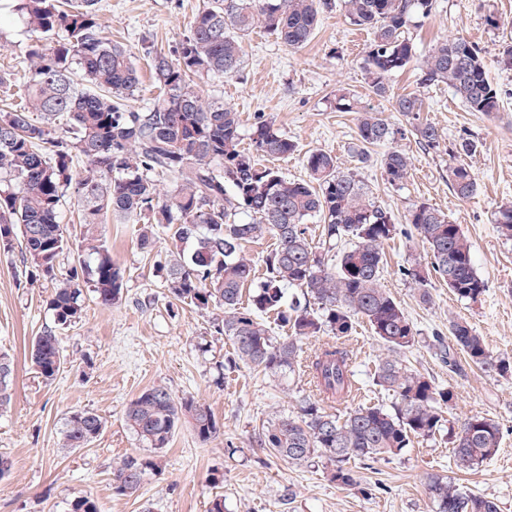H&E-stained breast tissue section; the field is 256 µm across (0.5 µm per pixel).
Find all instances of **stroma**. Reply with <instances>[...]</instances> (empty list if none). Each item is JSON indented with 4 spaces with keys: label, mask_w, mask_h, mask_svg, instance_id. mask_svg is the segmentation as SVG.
Wrapping results in <instances>:
<instances>
[{
    "label": "stroma",
    "mask_w": 512,
    "mask_h": 512,
    "mask_svg": "<svg viewBox=\"0 0 512 512\" xmlns=\"http://www.w3.org/2000/svg\"><path fill=\"white\" fill-rule=\"evenodd\" d=\"M203 0H99L98 19L105 35L132 53L142 79L131 105L141 110L157 94L150 75V53L173 54ZM499 23L489 26L487 15ZM356 26L341 8L323 12L310 41L294 50L265 30L254 29L244 42L240 71L205 84L206 95L232 104L239 114L243 146L261 120L274 121L296 151L284 158L261 157L260 163L284 176H307L304 157L322 149L336 156L340 171L352 173L374 200L403 220L412 204L426 202L461 224L477 273L487 284L481 301L458 300L432 278V303H421L410 278L401 273L412 264L428 266L430 257L416 235H399L383 246L381 284L419 331L417 343L401 356L403 365L452 387L457 399L448 418L461 423L473 415L501 425L498 454L471 471L459 470L447 441L418 440L400 455L355 460L357 482L332 480L330 462L315 457L295 466L258 444L267 421L295 410L306 382L291 384L250 366L231 364L233 345L216 333L214 314L169 305L167 291L155 275L171 248L159 234L151 252L138 246L139 225L109 221L101 232L123 274V296L112 308L86 293L76 323L57 330L66 364L52 382L35 372L28 353L34 336L54 326L46 301L50 282L30 279L20 252L0 253V352L15 360L10 407L0 411V453L10 454L11 474L0 479V512H66L78 494L88 493L100 512H207L215 494H223L226 512H437L428 485L436 478L494 499L500 512H512V376L476 367L449 371L431 348L433 334H447L448 320L462 317L483 336L493 355L512 360V241L495 230L500 206L512 203V68L503 62L512 45V0H436L430 16L414 15L406 35L418 54L444 38L461 37L480 51L489 79L500 93L493 115L471 112L445 85H421L417 67L395 73L390 96L367 89L363 47L352 39ZM33 40L0 0V101H19L28 76L27 50ZM359 96L363 105L400 128L392 146L371 147V160L354 153L357 113L334 107L337 89ZM409 93L422 100L421 116L442 135L439 148L424 146L414 128L394 110V99ZM478 144L467 157L478 178L476 194L458 198L448 186V151L460 137ZM408 154L409 178L390 185L380 165L386 149ZM208 344L201 352L199 344ZM345 344L367 404L391 406L392 395L374 385V364L386 351L366 323H357ZM162 384L175 397L192 396L210 406L221 435L201 443L190 424H182L164 451L162 472L148 475L131 495L112 490V473L129 454L143 447L124 423L127 405L145 388ZM90 409L106 428L79 450L63 445L71 411ZM223 474L211 483L212 472Z\"/></svg>",
    "instance_id": "obj_1"
}]
</instances>
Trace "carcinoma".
Instances as JSON below:
<instances>
[{
  "instance_id": "1",
  "label": "carcinoma",
  "mask_w": 512,
  "mask_h": 512,
  "mask_svg": "<svg viewBox=\"0 0 512 512\" xmlns=\"http://www.w3.org/2000/svg\"><path fill=\"white\" fill-rule=\"evenodd\" d=\"M22 25L37 34L30 45L27 88L21 102L0 111V252H11L21 232L23 263L31 275L52 284L47 300L54 322L65 326L80 318L82 284L92 288L99 304L110 308L122 298L123 276L99 231L103 218L115 214L144 227L139 246L151 251L157 229L168 233L173 250L158 273L174 299L198 311L223 310L217 333L233 343L229 362H242L281 379L305 377L310 393L298 411L282 412L259 434L260 446L293 464L315 456L335 466L332 479L356 483L346 467L352 459L397 456L412 439L448 437L454 462L472 470L496 456L500 424L473 415L459 426L445 413L456 398L411 372L396 359L377 366L374 380L392 393V409L358 407L345 414L333 408L353 400L358 384L344 338L366 323L392 353L418 342V331L401 306L381 287L384 259L381 246L407 230L369 188L352 173L339 171L336 156L325 150L305 157L308 180L292 181L273 168H261L255 155L281 158L295 143L271 122L257 123L251 147L241 146L237 112L222 100L204 95L201 84L236 74L243 59L245 37L263 28L290 48L312 37L322 12L334 0H207L196 14L174 56H151L158 94L144 112L128 107L140 77L131 53L103 35L98 0H10ZM350 23L371 32L363 64L369 90L390 92L392 74L417 59L414 43L405 37L412 16L432 13L433 0H343ZM421 61V83L446 84L471 112L490 115L499 109L500 94L490 82L479 50L454 37L433 48ZM81 71L85 85L74 81ZM339 111L358 112L359 162L370 161L368 147L385 144L398 130L376 112L363 110L344 89L336 90ZM395 111L407 118L425 146H440L441 135L421 121V100L414 94L396 98ZM462 138L448 164V184L461 199L478 188L473 170L458 159L477 151ZM86 161L74 172V160ZM387 181L403 183L411 159L393 150L380 161ZM175 176L173 188L161 193L150 174ZM74 197L81 211L82 254L65 277L58 276L59 258L69 248L62 208ZM250 217L236 220L238 211ZM322 223L329 249L341 242L335 264L325 262L309 242L306 221ZM427 245L430 267H404L419 298L430 300L436 274L460 300L476 303L486 292L476 272L471 245L462 226L426 202L405 215ZM495 224L501 237L512 240V205L500 207ZM270 235L276 247L266 256L267 276L253 283L252 260L242 243ZM249 288L248 307L240 306ZM301 294L286 300L287 291ZM314 299L317 308L309 306ZM275 311L289 334L276 339L263 321ZM331 340L311 352L302 340L320 333ZM452 343L435 334L431 347L448 369H460V358L500 376L512 375V363L493 356L483 337L464 318L448 322ZM31 363L44 381L55 379L65 363L58 336L51 329L34 337ZM14 362L0 354V408L9 404ZM191 423L202 443L221 431L209 407L194 397L175 398L163 385L143 390L127 406V428L152 456L127 455L114 469L112 488L118 495L136 492L145 477L162 471L163 450L183 421ZM106 421L89 410L73 411L63 432L65 446L84 448L104 430ZM439 512H499L495 500L466 493L450 482L429 485ZM68 512H99L90 495H79Z\"/></svg>"
}]
</instances>
